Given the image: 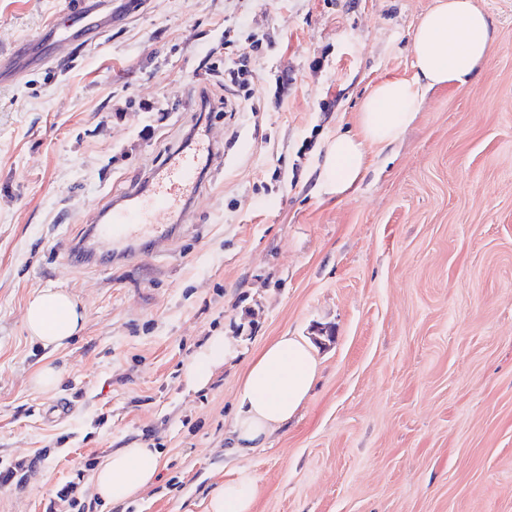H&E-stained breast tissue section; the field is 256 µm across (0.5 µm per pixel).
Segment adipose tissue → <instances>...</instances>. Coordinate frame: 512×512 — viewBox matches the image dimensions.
Instances as JSON below:
<instances>
[{"label":"adipose tissue","mask_w":512,"mask_h":512,"mask_svg":"<svg viewBox=\"0 0 512 512\" xmlns=\"http://www.w3.org/2000/svg\"><path fill=\"white\" fill-rule=\"evenodd\" d=\"M491 45L490 19L474 0H435L413 32L415 74L382 79L362 98L356 132L339 133L327 146L318 191L339 199L353 191L372 166V150L385 149L400 138L428 93L465 86ZM23 321L32 339L55 350L83 330L86 310L67 291L40 288L27 301ZM233 354L234 345L223 333L209 336L184 368L188 387H207ZM316 377L317 362L305 342L284 334L267 343L242 379L237 411L227 430L228 454L245 457L264 447L296 415ZM161 458L160 450L147 442L112 450L92 475L95 493L113 506L130 503L159 479ZM257 491L256 476L236 470L210 493L206 512H253Z\"/></svg>","instance_id":"ef3b65f1"}]
</instances>
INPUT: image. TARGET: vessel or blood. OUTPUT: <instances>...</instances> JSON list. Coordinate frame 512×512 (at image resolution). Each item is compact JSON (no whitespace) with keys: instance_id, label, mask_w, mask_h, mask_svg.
<instances>
[{"instance_id":"b4317fda","label":"vessel or blood","mask_w":512,"mask_h":512,"mask_svg":"<svg viewBox=\"0 0 512 512\" xmlns=\"http://www.w3.org/2000/svg\"><path fill=\"white\" fill-rule=\"evenodd\" d=\"M110 0H71L70 24L51 21L41 32L43 42L57 44L95 36L112 23ZM28 70L21 52L0 55V83L20 80ZM220 149L206 135H198L188 145L177 148L167 162L148 176V186L133 188L124 201L100 210L92 227L89 246L60 239L56 250L65 264L73 260L118 258L135 261L145 251H160L173 241L172 223L186 216L190 204L203 188L199 180L201 156L216 157Z\"/></svg>"}]
</instances>
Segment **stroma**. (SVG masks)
<instances>
[{"mask_svg":"<svg viewBox=\"0 0 512 512\" xmlns=\"http://www.w3.org/2000/svg\"><path fill=\"white\" fill-rule=\"evenodd\" d=\"M488 58L336 201L314 190L327 145L380 78L412 76L433 0H112V27L65 70L39 42L68 0H0V461L36 459L0 512H43L89 457L149 441L161 478L126 507L205 512L244 467L253 512H512V0H475ZM255 94L225 111L224 63ZM212 110L197 116L200 91ZM223 144L167 252L65 267L60 237L159 168L195 121ZM86 307L66 347L29 338L27 298ZM223 331L237 355L199 391L183 369ZM319 363L298 413L249 457L225 455L241 378L271 339ZM59 387L36 390L43 361ZM67 399V417L52 414ZM28 70L22 60V51L17 50L9 55H0V83H13L20 80Z\"/></svg>","mask_w":512,"mask_h":512,"instance_id":"obj_1","label":"stroma"}]
</instances>
